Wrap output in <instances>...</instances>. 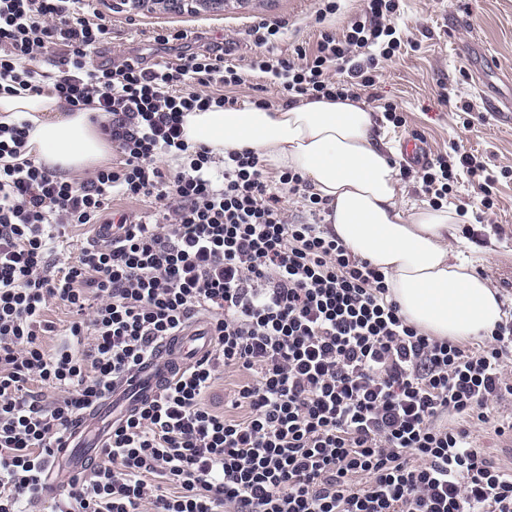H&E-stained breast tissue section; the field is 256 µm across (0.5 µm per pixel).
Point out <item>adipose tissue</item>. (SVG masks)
I'll return each mask as SVG.
<instances>
[{
	"mask_svg": "<svg viewBox=\"0 0 512 512\" xmlns=\"http://www.w3.org/2000/svg\"><path fill=\"white\" fill-rule=\"evenodd\" d=\"M0 112L30 122L28 150L50 169L76 172L110 153L92 109L67 110L56 95H0ZM374 127L372 111L349 99L195 110L183 117L188 143L220 157L249 147L274 168L304 175L328 203L331 231L385 272L410 324L449 339L491 331L503 317L495 291L449 248L465 215L453 206L403 209L401 183Z\"/></svg>",
	"mask_w": 512,
	"mask_h": 512,
	"instance_id": "adipose-tissue-1",
	"label": "adipose tissue"
}]
</instances>
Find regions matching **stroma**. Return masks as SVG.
I'll return each instance as SVG.
<instances>
[{"mask_svg": "<svg viewBox=\"0 0 512 512\" xmlns=\"http://www.w3.org/2000/svg\"><path fill=\"white\" fill-rule=\"evenodd\" d=\"M114 0H96V8L112 22V34L94 55V62L120 63L128 57L145 65L173 63L181 53L227 52L241 67L246 81L236 87L241 104L263 99L276 106L284 101L277 85L254 71L258 49L250 34L260 20H280L285 27L276 43L279 53L297 45L314 47L320 30L343 32L361 0H342L339 11L322 25L314 19L318 0H228L213 12H148L119 10ZM395 25L412 44L385 62L376 93L397 101L407 122L396 128L376 122L374 134L400 160V144L421 136L429 155L458 149L484 158L489 169L512 170V0H403ZM184 32L182 40L163 45L159 31ZM448 104H441V94ZM494 206L474 224L473 236H459L453 249L475 271L489 279L512 318V178L500 179ZM507 408H494L487 423L472 430L477 448L492 465L512 469V436L498 427Z\"/></svg>", "mask_w": 512, "mask_h": 512, "instance_id": "35a3bbf8", "label": "stroma"}]
</instances>
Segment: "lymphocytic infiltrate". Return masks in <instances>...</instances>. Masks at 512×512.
I'll list each match as a JSON object with an SVG mask.
<instances>
[{
  "label": "lymphocytic infiltrate",
  "instance_id": "lymphocytic-infiltrate-1",
  "mask_svg": "<svg viewBox=\"0 0 512 512\" xmlns=\"http://www.w3.org/2000/svg\"><path fill=\"white\" fill-rule=\"evenodd\" d=\"M399 9L365 0L343 33L288 57L274 48L283 22L260 20L251 67L292 103L360 99L402 51ZM110 34L93 0H0V94L49 88L100 112L120 157L62 176L28 155L29 122H0V512H512V472L472 440L512 399V321L474 342L421 333L301 173L272 178L254 150L218 161L185 141V113L237 106L236 64L93 63ZM461 170L487 209L512 176L467 153L399 168L435 207ZM287 194L307 221L288 218ZM117 197L154 211L63 261L70 229L103 223ZM53 304L68 325L47 319ZM200 315L212 349L112 430L102 463L46 494L62 436ZM229 368L250 379L219 411L206 397Z\"/></svg>",
  "mask_w": 512,
  "mask_h": 512
}]
</instances>
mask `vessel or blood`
<instances>
[{"instance_id": "b4317fda", "label": "vessel or blood", "mask_w": 512, "mask_h": 512, "mask_svg": "<svg viewBox=\"0 0 512 512\" xmlns=\"http://www.w3.org/2000/svg\"><path fill=\"white\" fill-rule=\"evenodd\" d=\"M209 347V336L196 325H187L179 336L164 342L155 362L143 366L133 376L118 382L104 402L76 423L69 438L57 450V475L51 479V487L59 488L69 478L85 474L89 456L95 448L102 445V435L108 434L111 428L119 425L142 402L151 400L159 388L171 378L176 367L204 355ZM93 424L99 425L101 432L100 439L94 441L86 436L87 428Z\"/></svg>"}]
</instances>
